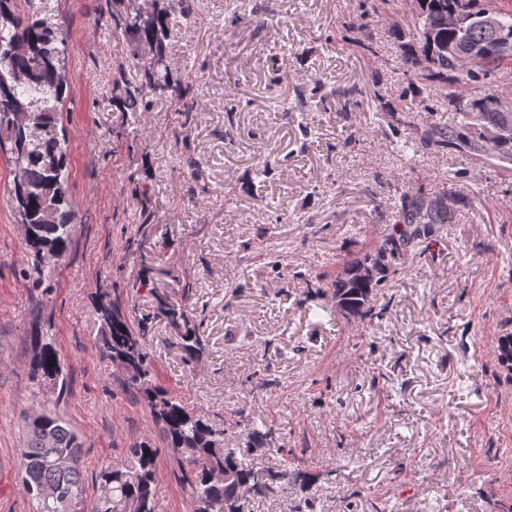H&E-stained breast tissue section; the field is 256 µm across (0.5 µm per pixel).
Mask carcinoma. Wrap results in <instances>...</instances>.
<instances>
[{"label":"carcinoma","mask_w":512,"mask_h":512,"mask_svg":"<svg viewBox=\"0 0 512 512\" xmlns=\"http://www.w3.org/2000/svg\"><path fill=\"white\" fill-rule=\"evenodd\" d=\"M410 15L393 21L387 37L397 43L398 64L408 80L415 103L409 109L387 111L392 127L408 130L404 147L418 154L432 147L459 149L472 160L490 152L502 162H512V112L498 105L496 79L512 80V57L497 51L501 38L512 39V9L501 10L502 25L487 31L479 15L483 0H416ZM28 10L16 11V0H0V145L8 143L12 162L20 166V181L13 183L9 199L14 215L28 225L26 246L36 262L52 251L59 255L70 243L78 214L68 192V146L58 134L59 105L66 98L63 71L66 35L58 23L56 0H27ZM466 10L459 26L442 22L448 12ZM122 9L112 13L116 32L130 37L147 53L141 63L139 83L129 87L121 100L127 112L146 111L152 98L169 94L185 112L192 81L170 77L166 48L171 38L192 21L195 0H153L145 8L139 0H120ZM432 56L424 70L420 58ZM298 112L326 104L333 96L349 101L351 91L322 93V85L294 90ZM421 112H443L448 120L422 123ZM456 210L443 196L404 194L390 215L391 228L376 252L346 261L331 282L336 311L355 319L370 320L383 314L375 305L376 291L395 275L396 261L418 251L431 227L454 224ZM101 335L95 338L100 352L125 365L132 385L140 389L155 417L164 425L171 447L181 451L182 480L189 487L194 512H224V502L237 504L273 490L274 477L261 483V473L244 462L246 448H226L222 432L157 384L144 333L129 325L118 304L101 295L94 301ZM159 314L183 329L182 350L199 354L201 340L186 305L166 300ZM38 346L31 371L35 377L65 387L63 366L51 343ZM499 364L512 373V332L497 338ZM65 456L71 464L60 467ZM23 485L35 503L33 512H157L158 450L146 442L129 449L119 464L99 472L100 494L87 503L78 436L58 414L37 413L25 419V442L20 450Z\"/></svg>","instance_id":"carcinoma-1"}]
</instances>
